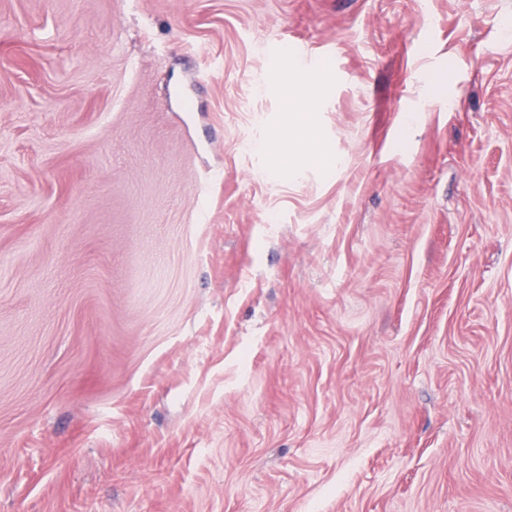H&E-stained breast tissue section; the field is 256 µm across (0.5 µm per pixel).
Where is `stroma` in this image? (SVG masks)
<instances>
[{"instance_id":"obj_1","label":"stroma","mask_w":512,"mask_h":512,"mask_svg":"<svg viewBox=\"0 0 512 512\" xmlns=\"http://www.w3.org/2000/svg\"><path fill=\"white\" fill-rule=\"evenodd\" d=\"M0 512H512V0H0Z\"/></svg>"}]
</instances>
